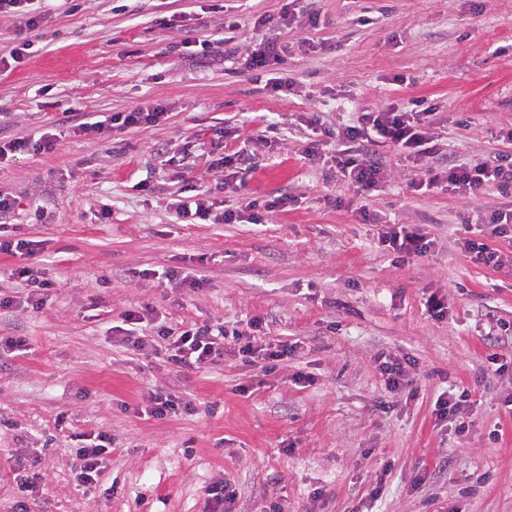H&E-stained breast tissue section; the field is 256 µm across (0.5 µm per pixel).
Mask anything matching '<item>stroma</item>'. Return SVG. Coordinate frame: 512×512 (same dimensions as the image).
<instances>
[{
    "instance_id": "stroma-1",
    "label": "stroma",
    "mask_w": 512,
    "mask_h": 512,
    "mask_svg": "<svg viewBox=\"0 0 512 512\" xmlns=\"http://www.w3.org/2000/svg\"><path fill=\"white\" fill-rule=\"evenodd\" d=\"M285 2L223 0L213 12L199 0L205 24L188 33L153 22L184 0H60L36 51L0 70V137L57 143L0 164V191L22 201L5 221L37 242L59 283L42 311L0 312V336L27 339L25 353L0 360V512L20 495L19 454L41 475L32 512H213L207 489L218 482L233 512H512V338L485 340L512 335V264L476 263L461 244L465 219L512 208V192L415 190L420 161L379 142L389 177L363 197L331 164L303 157L307 113L339 130L390 104L435 106L433 165L512 156L499 138L512 128V0H313L315 30L256 26L255 12L277 16ZM263 38L280 47L272 75L296 80L290 94L248 67L243 45ZM138 105L164 115L113 131L111 115ZM69 108L96 131L57 128ZM246 113L275 124L271 141L239 133ZM234 151L258 160L238 175L241 196L286 193L288 209L263 224L176 223L173 195L213 183L211 163ZM388 224L426 228L430 255L405 264L382 251ZM157 267L195 268L206 286L140 278ZM433 293L447 319L425 310ZM134 304L177 328L230 332L259 318V343L298 351L266 371L229 341L209 368H179L113 337ZM382 353L414 361L416 397L387 390ZM493 353L508 370L496 372ZM298 371L312 385L295 383ZM451 384L470 393L461 433L433 412ZM155 391L192 411L151 416ZM83 433L112 439L106 479L90 490L74 478Z\"/></svg>"
}]
</instances>
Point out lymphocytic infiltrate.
Returning a JSON list of instances; mask_svg holds the SVG:
<instances>
[{
	"label": "lymphocytic infiltrate",
	"mask_w": 512,
	"mask_h": 512,
	"mask_svg": "<svg viewBox=\"0 0 512 512\" xmlns=\"http://www.w3.org/2000/svg\"><path fill=\"white\" fill-rule=\"evenodd\" d=\"M2 13L21 19L22 28L28 36L13 42L8 49L1 50L0 64L20 61L32 45L31 33L39 31L45 14L36 6L35 0H0ZM432 113L429 107L415 110L395 105L365 110L359 112L352 124L339 132L321 126L318 118L313 117L309 124L317 136L310 140L305 154L312 160L322 152L332 151L338 171L356 187L367 191L385 182L388 177L387 169L369 152L374 140L390 142L416 158L437 152L438 147L431 130ZM419 183L429 188L444 187L463 198L488 185L511 190L512 157L496 154L467 165H451L439 171L427 169L420 172ZM379 243L384 250L395 254L403 262L426 256L432 245L428 233L415 227L387 228L380 234ZM0 253L23 257V264L16 266L12 275L28 288L25 298L21 300L0 296V309L7 310L22 304L34 311L42 310L55 283L32 264L31 259L36 254L33 242L7 233L5 227L1 226ZM151 312V307L147 305L124 312V328L120 338L122 345L134 351L161 345L166 348L167 359L171 364L197 370L223 356V327L193 323L175 333L160 324L155 326L153 334L140 333V324ZM111 444V438L104 434L97 435L94 440L80 442L75 452V477L81 485L89 487L98 482Z\"/></svg>",
	"instance_id": "obj_1"
}]
</instances>
